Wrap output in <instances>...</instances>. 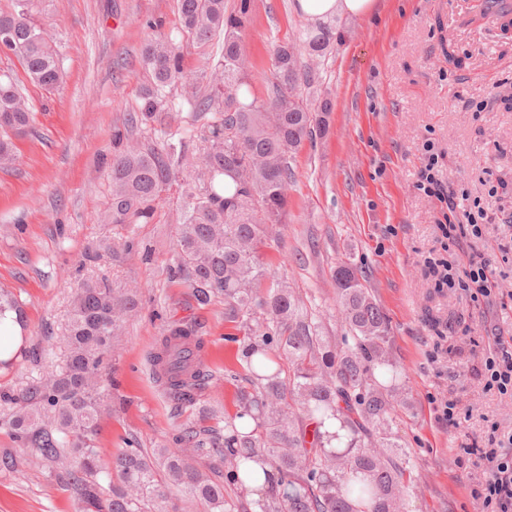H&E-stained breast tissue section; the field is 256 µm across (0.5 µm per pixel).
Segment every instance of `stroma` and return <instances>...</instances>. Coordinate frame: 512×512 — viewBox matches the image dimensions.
<instances>
[{
    "mask_svg": "<svg viewBox=\"0 0 512 512\" xmlns=\"http://www.w3.org/2000/svg\"><path fill=\"white\" fill-rule=\"evenodd\" d=\"M484 0H377L359 18L336 17L333 53L314 66L312 106L329 102L324 133L291 158L294 180L280 240L266 251L285 270L322 322L341 337L335 267L357 265L385 315L393 355L406 376L408 407L397 412L401 442L415 465L407 512H483L472 490L486 465L464 447L495 448L512 434V397L484 387V363L512 344V0L507 17L483 12ZM58 38L64 79L47 90L29 81L15 57L0 55L33 103V119L12 133L17 160L0 168V290L17 299L25 325L0 388H18L57 369L72 289L104 275L138 288L127 320L101 370L106 389L95 438L103 462L127 447L155 448L185 423L223 431L245 378L237 369L243 332L224 318L223 300L202 306L171 283L176 196L128 235L131 255L95 251L111 238L103 216L111 193L112 135L137 111L144 82L141 50L147 20L160 19L196 74L209 65L186 44L176 0H42ZM308 20L295 0H252L244 31L247 80L260 100L273 94L275 45L298 39ZM170 103L133 137L160 145L198 130L202 119L171 92ZM461 195L450 211L449 194ZM471 211L480 238L449 232ZM483 255L496 287L473 299L463 284L469 258ZM449 269L455 283L439 281ZM203 331L212 377L196 405L176 407L156 382L150 355L172 324ZM449 403L457 419L441 416ZM0 429V512H76L74 490L25 461Z\"/></svg>",
    "mask_w": 512,
    "mask_h": 512,
    "instance_id": "obj_1",
    "label": "stroma"
}]
</instances>
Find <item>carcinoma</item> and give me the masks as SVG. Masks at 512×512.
Listing matches in <instances>:
<instances>
[{"mask_svg":"<svg viewBox=\"0 0 512 512\" xmlns=\"http://www.w3.org/2000/svg\"><path fill=\"white\" fill-rule=\"evenodd\" d=\"M176 2L182 35L207 60L212 40L222 37L221 58L203 94L162 20L147 21L142 105L112 137L105 220L121 228L147 224L163 193L178 192L168 279L199 305L224 299V319L244 330L239 364L248 386L239 391L235 414L224 418V434L188 426L171 448H122L102 484L94 442L100 371L139 302L131 289L101 277L74 289L64 367L19 390L0 389V402L12 409L3 426L29 461L76 491L79 512H404L414 463L392 416L403 382L386 319L358 268L343 261L333 272L336 313L352 335L350 346L320 336L287 275L263 262L288 204L291 155L314 130L326 129L329 112L326 102L313 111L303 96L314 77L300 71L299 55L325 56L336 30L308 28L299 42L276 45L275 92L259 102L244 82L242 30L251 0H238L229 14L225 0ZM2 32L9 42L0 52L16 57L34 83L47 89L60 83L55 33L37 0H9L0 8ZM171 88L210 115L207 122L159 148L131 141L129 133L153 120ZM31 112L12 75L0 74V167L15 160L8 132L26 127ZM7 311L23 323L18 301L0 297V318ZM204 345L201 328L183 321L167 329L153 356L158 379L178 405H194L211 377L201 362ZM248 462L264 470L256 492L246 486L255 478Z\"/></svg>","mask_w":512,"mask_h":512,"instance_id":"1","label":"carcinoma"}]
</instances>
